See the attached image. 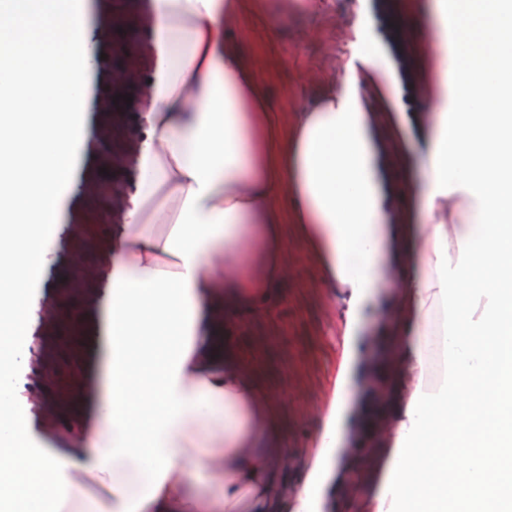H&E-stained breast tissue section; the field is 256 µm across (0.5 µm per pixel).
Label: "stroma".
Wrapping results in <instances>:
<instances>
[{"mask_svg": "<svg viewBox=\"0 0 512 512\" xmlns=\"http://www.w3.org/2000/svg\"><path fill=\"white\" fill-rule=\"evenodd\" d=\"M102 0H85L90 27V63L82 134L95 142L102 126L98 92L107 77V57L113 48L111 16ZM433 0H265L224 25L243 56L262 65L260 92L282 129L294 120L295 104L331 83L357 77L386 200L387 221L402 223L404 215L421 222L417 193L428 172L427 147L436 134L432 78L442 59L439 45L453 42L460 28L446 29L432 9ZM424 113L423 123L410 113ZM97 155L83 151L68 195L74 204L62 226L51 232L55 263L40 277L38 295L48 300L71 287V257L80 226L76 200L83 185L98 173ZM288 237V278L270 300L251 312L232 332V342L256 362L263 385L283 400L281 434L294 459L281 478L285 487L303 484L316 471L312 450L326 423L335 392L346 391L349 449H357L363 434L359 413L367 384V367L385 362L397 343L387 325L398 295L399 275L391 273L377 307L367 313L363 328L368 342L358 344L355 363L345 360L347 306L330 288L319 259L310 253L296 225L285 224ZM91 370L86 399L65 412L70 423L95 426V406L102 393L105 346L87 343Z\"/></svg>", "mask_w": 512, "mask_h": 512, "instance_id": "1", "label": "stroma"}]
</instances>
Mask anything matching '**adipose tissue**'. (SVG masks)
Instances as JSON below:
<instances>
[{
	"mask_svg": "<svg viewBox=\"0 0 512 512\" xmlns=\"http://www.w3.org/2000/svg\"><path fill=\"white\" fill-rule=\"evenodd\" d=\"M247 0H152L151 100L140 115L126 221L97 249L107 283L104 394L91 434L29 447L18 396H0V512H282L289 448L280 403L226 336L288 270L298 226L347 303L346 335L406 254L392 331L388 457L357 512H502L512 499V0H466L439 84L421 190L425 220L383 221L384 196L353 80L281 134L259 70L224 34ZM487 40L474 41L475 31ZM90 41L81 0H0V375L31 333L82 139ZM294 201L284 211L283 197ZM108 495L90 494L82 476Z\"/></svg>",
	"mask_w": 512,
	"mask_h": 512,
	"instance_id": "obj_1",
	"label": "adipose tissue"
}]
</instances>
